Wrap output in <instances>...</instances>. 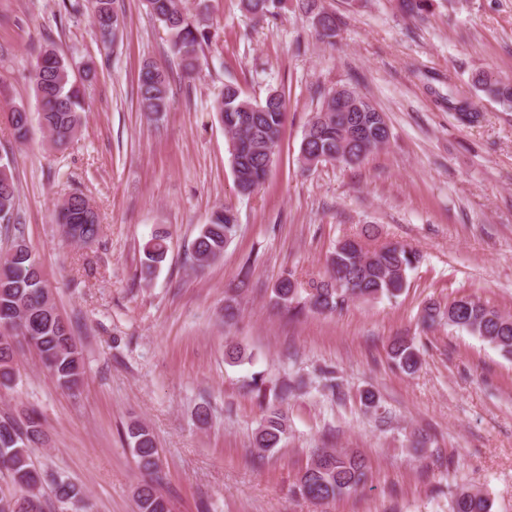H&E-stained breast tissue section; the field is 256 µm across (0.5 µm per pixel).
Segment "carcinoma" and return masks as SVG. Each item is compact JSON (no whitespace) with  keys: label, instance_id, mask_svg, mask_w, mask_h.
<instances>
[{"label":"carcinoma","instance_id":"cac0c4a2","mask_svg":"<svg viewBox=\"0 0 512 512\" xmlns=\"http://www.w3.org/2000/svg\"><path fill=\"white\" fill-rule=\"evenodd\" d=\"M115 2L91 0L94 24L105 45L116 41L120 29ZM295 2L319 38L336 36V14L325 7L324 0ZM143 4L167 30L171 53L184 77H197L211 38L207 0H201L193 14L180 5V0H143ZM240 5L254 17H274L288 7V0H240ZM33 83L38 124L47 132L52 147L63 148L75 138L82 123L84 84L77 82L66 59L52 46L40 52ZM482 96L512 108V76L480 70L472 75L468 89L448 90V108L472 118L476 100ZM138 103L141 111L155 118L168 110L167 76L154 62L144 63L139 70ZM213 108L230 137L236 188L241 195L249 196L269 175L287 115L284 99L274 90L257 101L238 85L226 83ZM34 114L24 109L11 111L10 124L17 140H27ZM385 123L384 114L356 87L331 88L304 130L300 160L308 168L325 162L359 165L388 143L390 132L383 127ZM9 168L10 163L0 160V233L12 239L11 246L0 252V385L6 387L14 380L15 343L21 338L35 347L51 377L60 386L72 389L83 373L81 354L71 327L51 300L39 262L24 241L22 222L15 214L16 186ZM56 223L62 238L77 245L94 243L102 230L96 210L81 194H72L58 205ZM237 227L232 208L214 210L192 243V264L203 268L219 257L235 237ZM370 237L366 228L362 235L338 242L326 275L304 296L292 276L282 277L273 289L274 304L294 316L306 311L332 314L351 301L398 297L407 287L408 271L418 262V255L400 242L369 248L364 239ZM168 239L167 231L158 230L142 244V280L152 279L166 256ZM448 326L477 336L503 355L512 356V317L477 298L465 296L453 301L448 308ZM388 357L407 375L415 373L421 361L415 338L409 336L393 340ZM287 431L282 411L268 408L255 433L254 446L261 452L279 448ZM126 437L138 467L157 469L159 449L149 428L133 422L127 426ZM44 442L36 413L21 421L0 417V480L19 488L13 495L0 494V512H45L41 475L31 458V448ZM368 480L369 467L363 456L319 448L298 474L292 492L324 505L364 490ZM51 492L61 505L90 512L88 501L75 484L59 480ZM136 505L138 512H171L169 502L150 483L137 487ZM491 508L487 496L466 488L457 490L451 502V512H491Z\"/></svg>","mask_w":512,"mask_h":512}]
</instances>
